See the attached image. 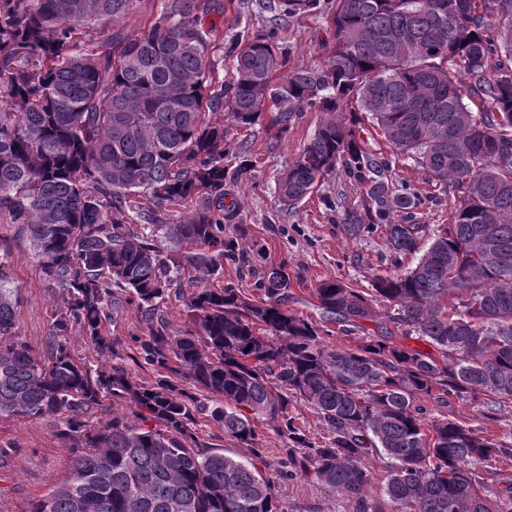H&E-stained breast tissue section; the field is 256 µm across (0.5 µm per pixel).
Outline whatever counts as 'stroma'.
Segmentation results:
<instances>
[{"label": "stroma", "instance_id": "1", "mask_svg": "<svg viewBox=\"0 0 512 512\" xmlns=\"http://www.w3.org/2000/svg\"><path fill=\"white\" fill-rule=\"evenodd\" d=\"M262 3L263 0H224L223 13L212 14V21L224 35L223 42L212 52L224 79H231L234 69L230 41L267 28L269 14ZM321 4V11L281 20L278 52L283 72L327 67V16L334 10L335 0H321ZM319 121V112L304 111L283 136L269 119H262L244 134L250 143L252 174L231 188L239 205L237 221L247 230L242 245H264L265 253L256 258V267L270 262L287 263L295 295L290 308L309 317L314 314L311 290L319 281L339 279L366 291L375 277L392 274L394 270L384 235L349 239L338 229L348 212L359 209L363 191L362 185L345 171L330 175L296 210H283L275 193L277 179L312 138ZM365 137L380 160L389 162L394 182L419 196L421 204L415 221L423 225L424 237H431L434 229L448 221V190L413 161H394L391 149L374 131H366ZM0 244L10 249L11 277L23 298L16 312V331L32 349L43 352L51 314L63 306L64 294L48 286L30 242L18 225L0 223ZM148 328L137 305H128L107 327L109 335L122 344L119 357L98 354L77 331L70 337V352L75 360L92 369L116 365L142 383L152 384L160 376L158 369L143 365L138 353L127 347L131 337L146 335ZM253 424L257 441L252 449L225 435L222 428L208 419L198 418L194 429L208 451L256 461L260 471L272 481L282 512H353L350 502L340 494L304 474L290 480L280 479L289 443L267 417H254ZM1 447L7 449L8 457L0 466V512H28L34 499L63 482L69 473L68 442L45 421L0 417Z\"/></svg>", "mask_w": 512, "mask_h": 512}]
</instances>
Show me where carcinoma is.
I'll return each instance as SVG.
<instances>
[{"mask_svg":"<svg viewBox=\"0 0 512 512\" xmlns=\"http://www.w3.org/2000/svg\"><path fill=\"white\" fill-rule=\"evenodd\" d=\"M138 2L0 0V221L23 226L45 280L67 296L36 353L17 338L20 294L0 249V417L43 419L69 441V476L29 512H282L254 463L200 450L197 414L247 448L251 415L268 417L291 444L280 476L310 472L355 512H512V475L485 478L512 466V444L486 426L512 402V0H336L326 69L277 75L271 25L235 44L227 85L206 25L218 0H161L140 32L114 26ZM264 8L291 16L320 0ZM269 103L282 135L304 109L323 114L278 181L283 208L341 167L363 186L362 213L341 231L383 233L396 263L416 257L376 278L374 298L340 280L313 289L320 320L344 331L378 320L375 298L393 306L381 336L354 349L288 309L285 265L247 288L224 282V262L242 271L260 254L224 235L237 214L224 203L230 185L250 171L224 162L226 145ZM366 123L456 191L426 248L423 225L394 220L419 197L388 179ZM189 267L215 284L185 293ZM173 289L189 325L170 332L157 311ZM118 290L152 323L132 338L164 372L151 385L71 356L75 328L118 355L103 333ZM393 327L436 353L392 342ZM105 397L142 424H87ZM295 398L317 411L324 444L290 415ZM454 398L478 404L472 422L445 415Z\"/></svg>","mask_w":512,"mask_h":512,"instance_id":"carcinoma-1","label":"carcinoma"}]
</instances>
